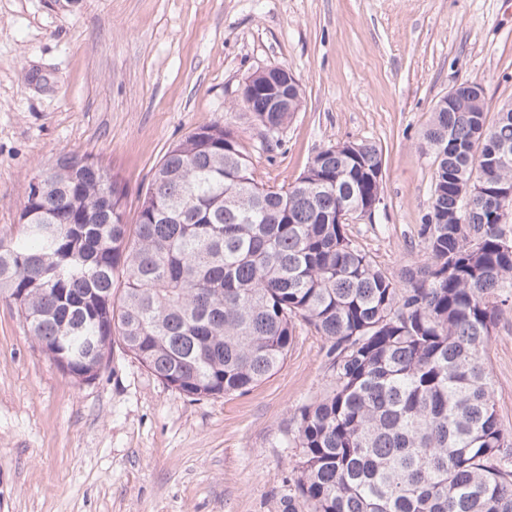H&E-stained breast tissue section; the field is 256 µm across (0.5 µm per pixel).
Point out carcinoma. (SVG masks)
I'll use <instances>...</instances> for the list:
<instances>
[{"label":"carcinoma","mask_w":512,"mask_h":512,"mask_svg":"<svg viewBox=\"0 0 512 512\" xmlns=\"http://www.w3.org/2000/svg\"><path fill=\"white\" fill-rule=\"evenodd\" d=\"M241 106L273 138L293 117L259 93ZM423 141L424 261L399 281L338 219L380 204L381 149L338 142L270 186L215 124L166 152L132 224L107 168L61 156L0 235V299L76 381L116 341L193 401L251 391L304 323L333 386L299 412L288 512H512V435L485 364L512 301V111L457 104Z\"/></svg>","instance_id":"obj_1"}]
</instances>
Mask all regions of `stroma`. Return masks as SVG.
Segmentation results:
<instances>
[{
    "label": "stroma",
    "instance_id": "35a3bbf8",
    "mask_svg": "<svg viewBox=\"0 0 512 512\" xmlns=\"http://www.w3.org/2000/svg\"><path fill=\"white\" fill-rule=\"evenodd\" d=\"M279 65L303 99L276 142L238 98ZM466 81L489 114L512 104V0H0V232L66 152L108 166L132 217L167 150L199 127H231L268 185L362 140L382 151V200L348 234L397 279L422 260L434 176L422 134ZM326 348L298 325L250 392L193 401L117 347L76 382L0 300V512H288L292 434L330 386ZM486 365L512 431V307Z\"/></svg>",
    "mask_w": 512,
    "mask_h": 512
}]
</instances>
